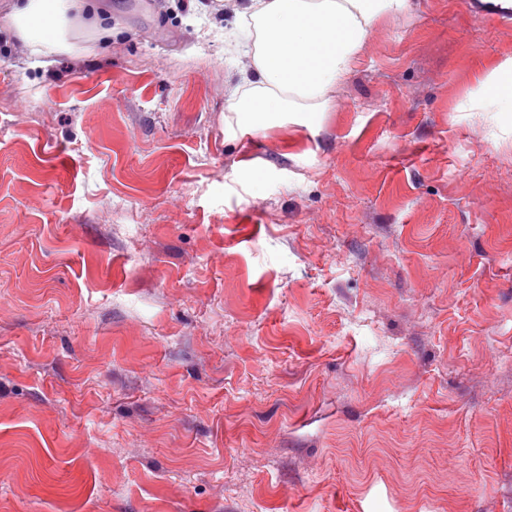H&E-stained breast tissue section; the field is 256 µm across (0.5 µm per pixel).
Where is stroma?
Segmentation results:
<instances>
[{
	"label": "stroma",
	"instance_id": "stroma-1",
	"mask_svg": "<svg viewBox=\"0 0 512 512\" xmlns=\"http://www.w3.org/2000/svg\"><path fill=\"white\" fill-rule=\"evenodd\" d=\"M0 0V512H512V14L411 0L326 111L225 108L232 8ZM12 16L17 35L31 42L32 52L42 48L66 51L72 49L65 40L70 14H92V22L106 38L112 39V21L98 6L96 0H17ZM98 8V9H97ZM496 90V98L488 102L495 112H512V60L495 67L487 77Z\"/></svg>",
	"mask_w": 512,
	"mask_h": 512
}]
</instances>
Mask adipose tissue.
<instances>
[{
	"label": "adipose tissue",
	"mask_w": 512,
	"mask_h": 512,
	"mask_svg": "<svg viewBox=\"0 0 512 512\" xmlns=\"http://www.w3.org/2000/svg\"><path fill=\"white\" fill-rule=\"evenodd\" d=\"M409 0H250L238 12L247 34V91L232 90L227 111L261 128L293 112H322L367 44L377 18L405 12ZM91 14L104 37L112 21L95 0H19L12 16L17 35L33 52L68 50L71 15Z\"/></svg>",
	"instance_id": "ef3b65f1"
}]
</instances>
